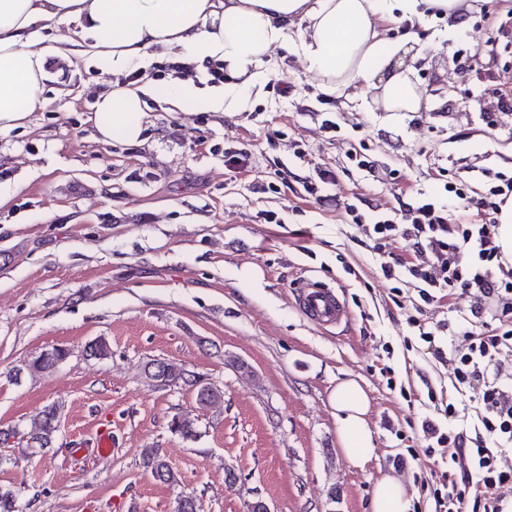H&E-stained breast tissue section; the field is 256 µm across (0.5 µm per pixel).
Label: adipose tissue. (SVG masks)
<instances>
[{"label": "adipose tissue", "mask_w": 512, "mask_h": 512, "mask_svg": "<svg viewBox=\"0 0 512 512\" xmlns=\"http://www.w3.org/2000/svg\"><path fill=\"white\" fill-rule=\"evenodd\" d=\"M464 0H0V132L25 126L42 109L46 58L94 59L112 73L139 72L138 80L114 84L95 101L102 141L137 140L143 130L147 70L155 54L198 64L222 62L224 86L201 91L176 80L161 93L173 108L195 103L217 113L246 111L268 78L275 50L302 63L329 95H342L371 112H426L430 100L410 80L404 59L423 55L413 34L391 40L384 22L424 20L440 11L453 28L465 24ZM63 21L78 38H55ZM341 450L354 465L370 461L373 432L369 399L346 379L332 396Z\"/></svg>", "instance_id": "ef3b65f1"}]
</instances>
